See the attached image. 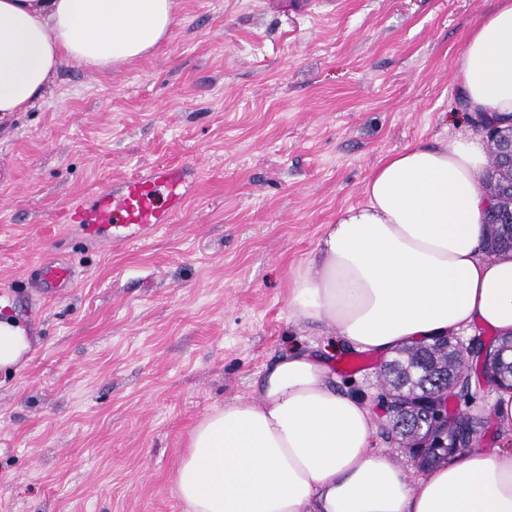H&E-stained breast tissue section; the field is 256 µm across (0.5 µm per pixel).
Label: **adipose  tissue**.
<instances>
[{
	"instance_id": "obj_1",
	"label": "adipose tissue",
	"mask_w": 512,
	"mask_h": 512,
	"mask_svg": "<svg viewBox=\"0 0 512 512\" xmlns=\"http://www.w3.org/2000/svg\"><path fill=\"white\" fill-rule=\"evenodd\" d=\"M174 9L0 0V120L29 111L62 64L105 71L146 55ZM457 80L470 112L512 115V0L471 30ZM485 164L476 137L390 153L296 272L291 313L383 359L463 329L512 332V251L484 253ZM31 350L24 327L0 320V372ZM254 391L193 429L175 480L187 512H512V449L470 448L408 479L373 449L372 414L336 388L325 357L282 352Z\"/></svg>"
}]
</instances>
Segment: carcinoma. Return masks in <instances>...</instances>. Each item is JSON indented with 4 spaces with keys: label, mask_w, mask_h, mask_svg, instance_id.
<instances>
[{
    "label": "carcinoma",
    "mask_w": 512,
    "mask_h": 512,
    "mask_svg": "<svg viewBox=\"0 0 512 512\" xmlns=\"http://www.w3.org/2000/svg\"><path fill=\"white\" fill-rule=\"evenodd\" d=\"M492 170L487 172L485 187L487 194L498 198L492 213L485 215V252L494 256L512 249V169L500 166L498 160L491 161ZM494 347L501 348L500 357L489 370L479 367L469 359L465 350L448 342L445 336L430 342L412 344L401 348L396 357L383 366L385 385L399 397L417 401L428 400L440 391L438 381L468 379L471 375L491 376L499 390H512V337L498 341L491 340ZM431 423L428 410L417 409L409 418L394 417L392 430L395 443L401 448L422 449L420 465L430 467L466 448V443L458 442L453 435L443 437L444 443L434 447L436 437L429 436Z\"/></svg>",
    "instance_id": "obj_1"
}]
</instances>
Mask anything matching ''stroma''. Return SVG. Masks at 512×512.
<instances>
[{
    "mask_svg": "<svg viewBox=\"0 0 512 512\" xmlns=\"http://www.w3.org/2000/svg\"><path fill=\"white\" fill-rule=\"evenodd\" d=\"M497 0H178L168 36L109 71L64 65L0 128V318L34 338L0 377V512H186L174 487L191 431L254 398L264 366L326 329L288 308L295 270L361 202L372 170L473 130L455 80ZM158 164L190 194L148 238L101 250L63 222ZM47 258L77 271L57 298L24 286ZM339 388L376 409L380 362ZM487 382L451 408L511 442Z\"/></svg>",
    "mask_w": 512,
    "mask_h": 512,
    "instance_id": "obj_1",
    "label": "stroma"
}]
</instances>
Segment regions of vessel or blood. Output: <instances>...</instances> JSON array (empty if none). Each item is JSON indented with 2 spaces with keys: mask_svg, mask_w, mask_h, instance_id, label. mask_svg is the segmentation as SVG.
Instances as JSON below:
<instances>
[{
  "mask_svg": "<svg viewBox=\"0 0 512 512\" xmlns=\"http://www.w3.org/2000/svg\"><path fill=\"white\" fill-rule=\"evenodd\" d=\"M185 178L180 167L162 164L148 174L124 180L112 191L97 195L92 205L71 204L67 223L78 226L93 238L107 233L113 245L122 246L169 223L185 201ZM75 271L59 260L38 266L36 290L55 295L71 287Z\"/></svg>",
  "mask_w": 512,
  "mask_h": 512,
  "instance_id": "b4317fda",
  "label": "vessel or blood"
}]
</instances>
